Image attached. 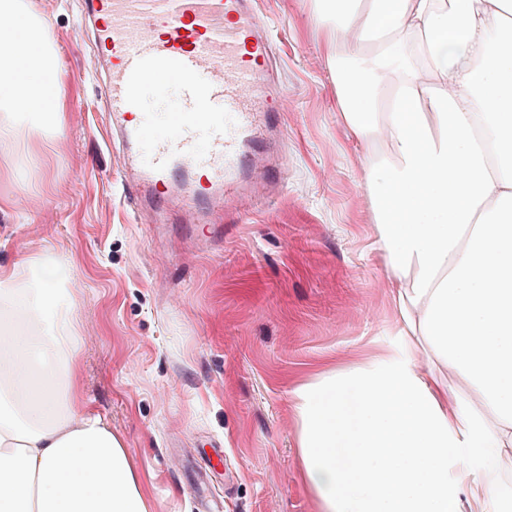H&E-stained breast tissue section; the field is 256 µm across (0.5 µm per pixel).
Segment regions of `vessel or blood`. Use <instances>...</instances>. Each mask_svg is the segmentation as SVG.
Instances as JSON below:
<instances>
[{"label": "vessel or blood", "mask_w": 512, "mask_h": 512, "mask_svg": "<svg viewBox=\"0 0 512 512\" xmlns=\"http://www.w3.org/2000/svg\"><path fill=\"white\" fill-rule=\"evenodd\" d=\"M254 0H85L124 189L138 206L232 220L233 200L281 172L271 47ZM173 85L169 134L146 140L142 89Z\"/></svg>", "instance_id": "vessel-or-blood-1"}]
</instances>
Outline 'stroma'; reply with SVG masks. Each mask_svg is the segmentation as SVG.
Returning <instances> with one entry per match:
<instances>
[{
	"label": "stroma",
	"instance_id": "obj_1",
	"mask_svg": "<svg viewBox=\"0 0 512 512\" xmlns=\"http://www.w3.org/2000/svg\"><path fill=\"white\" fill-rule=\"evenodd\" d=\"M270 24L288 171L279 195L240 206L206 243L124 192L84 0H28L65 81L61 131L26 186L0 181V267L53 250L78 286L79 378L123 439L157 512H317L297 460L291 392L326 362L394 346L389 272L372 246L365 147L347 132L313 0H256Z\"/></svg>",
	"mask_w": 512,
	"mask_h": 512
}]
</instances>
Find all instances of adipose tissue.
<instances>
[{
  "label": "adipose tissue",
  "mask_w": 512,
  "mask_h": 512,
  "mask_svg": "<svg viewBox=\"0 0 512 512\" xmlns=\"http://www.w3.org/2000/svg\"><path fill=\"white\" fill-rule=\"evenodd\" d=\"M365 160L394 348L292 391L317 512H512V0H314ZM43 18L0 0V176L58 132ZM53 254L0 268V512H153L88 406Z\"/></svg>",
  "instance_id": "adipose-tissue-1"
}]
</instances>
